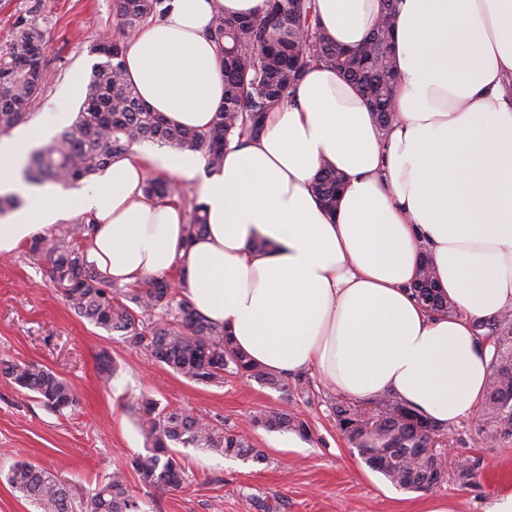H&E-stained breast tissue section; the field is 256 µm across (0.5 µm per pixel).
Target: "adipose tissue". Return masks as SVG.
I'll return each mask as SVG.
<instances>
[{"label": "adipose tissue", "instance_id": "1", "mask_svg": "<svg viewBox=\"0 0 512 512\" xmlns=\"http://www.w3.org/2000/svg\"><path fill=\"white\" fill-rule=\"evenodd\" d=\"M316 3L320 27L356 47L380 0ZM263 6L170 0L128 40L127 78L170 123L207 128L224 100L211 20ZM394 49L401 80L387 132L336 70L314 64L261 136L230 144L212 174L191 149L136 146L86 190H29L19 169L68 112L1 140L0 194L25 203L0 218V252L92 215L89 259L105 279L175 274L252 362L317 373L357 400L395 393L445 428L471 417L491 374L473 324L512 311V0H400ZM324 163L344 176L331 213L311 191ZM153 170L197 182L207 226L194 241L178 205L145 194ZM425 252L455 316L429 315L411 295Z\"/></svg>", "mask_w": 512, "mask_h": 512}]
</instances>
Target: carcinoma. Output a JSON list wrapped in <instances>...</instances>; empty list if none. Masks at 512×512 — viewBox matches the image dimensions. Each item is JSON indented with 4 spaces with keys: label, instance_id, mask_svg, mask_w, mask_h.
<instances>
[{
    "label": "carcinoma",
    "instance_id": "1",
    "mask_svg": "<svg viewBox=\"0 0 512 512\" xmlns=\"http://www.w3.org/2000/svg\"><path fill=\"white\" fill-rule=\"evenodd\" d=\"M168 0H115L120 20L118 34L91 47L104 57L91 69L85 99L74 122L43 149L32 153L23 169L32 184L64 186L89 180L133 146L152 142L160 147L200 152L207 168L219 171L224 148L234 136L258 137L266 114L275 111L301 84L314 63L335 68L366 99L381 130L397 117L392 100L400 75L392 55V32L398 0H381L375 27L354 50L332 41L316 22L315 0H265L263 11L252 17L216 14L209 35L221 49L224 102L210 126L196 130L167 122L139 97L126 78L123 55L127 40L150 19L167 11ZM45 31L32 16L18 18L0 50V134L28 118V111L45 90L52 73L44 55ZM342 185L336 170L323 165L312 189L329 210L335 208ZM144 191L159 199L173 189L167 182L149 179ZM93 218L58 230L52 239L36 237L29 253L47 262V276L80 317L117 333L134 347H143L172 372L203 385L224 383L236 375L273 388L289 398L305 393L302 378L290 379L252 362L238 350L224 327L207 321L185 298L176 282L153 278L141 288H115L88 261L95 232ZM203 205L189 211L186 240L204 232ZM413 295L423 307L444 316L456 314L455 305L436 288L429 261H424ZM479 342L492 346L491 375L479 409L477 431L485 439L512 438V316L502 314L475 324ZM0 374L31 391L45 407L60 413L78 403L71 384L35 362L0 360ZM337 426L343 415L361 412L359 428L341 433L357 449L368 467L403 491H428L437 485V455L426 449L433 424L396 395L385 392L366 402L364 409L343 397L330 399ZM133 410L144 439L143 452L132 467L150 486L174 488L183 480L184 467L176 447L200 448L244 461L262 463L266 456L248 438L185 410L171 409L146 395ZM253 422L268 431L293 432L310 437L303 419L286 410H260ZM478 463L468 457L457 462L460 482L471 481ZM10 486L35 503L40 512H144L130 493L125 474L116 470L82 494L47 468L18 461L7 474Z\"/></svg>",
    "mask_w": 512,
    "mask_h": 512
}]
</instances>
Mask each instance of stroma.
Returning <instances> with one entry per match:
<instances>
[{"label": "stroma", "mask_w": 512, "mask_h": 512, "mask_svg": "<svg viewBox=\"0 0 512 512\" xmlns=\"http://www.w3.org/2000/svg\"><path fill=\"white\" fill-rule=\"evenodd\" d=\"M39 2L45 20V56L53 82L31 109L32 121L47 122L59 107L77 114L85 93L71 78L89 76L97 61L90 48L115 34V0H0V40L17 15ZM108 352L117 371L111 383L98 373ZM36 362L66 378L79 397L75 409L55 413L33 394L0 376V512H37L5 476L17 461L60 470L77 488L88 489L117 468L127 471L130 492L145 512H493L497 497L512 491V441L494 444L476 433L475 418L448 431V464L462 456L479 459L476 477L460 483L447 476L426 492L396 489L368 468L336 426L328 399L331 387L305 375V394L285 399L257 382L225 376L222 384L193 383L78 317L52 288L44 261L26 245L0 254V359ZM148 394L161 404L223 422L250 438L264 463L196 448L181 451L185 482L176 490L142 483L130 468L143 438L129 408L133 396ZM288 409L305 419L310 439L255 427L259 410Z\"/></svg>", "instance_id": "35a3bbf8"}]
</instances>
